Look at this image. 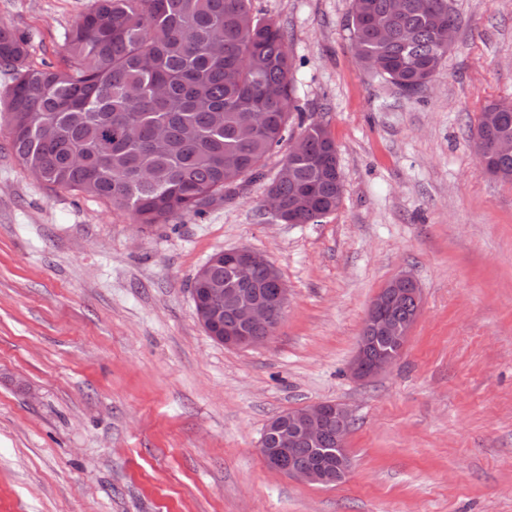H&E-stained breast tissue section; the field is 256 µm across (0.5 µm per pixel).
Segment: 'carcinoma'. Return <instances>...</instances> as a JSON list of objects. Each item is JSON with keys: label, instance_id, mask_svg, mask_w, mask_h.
I'll return each mask as SVG.
<instances>
[{"label": "carcinoma", "instance_id": "obj_1", "mask_svg": "<svg viewBox=\"0 0 512 512\" xmlns=\"http://www.w3.org/2000/svg\"><path fill=\"white\" fill-rule=\"evenodd\" d=\"M448 0H351L358 61L379 82L413 97L446 53L457 25ZM27 41L0 26V66L13 74L3 104L10 147L49 187L79 191L138 224L202 215L242 184L264 176L270 152L301 132L282 161L285 224H319L338 209L344 184L336 143L295 104L292 59L282 28L252 0H93L75 23L62 68L27 62ZM486 172L512 183V103L487 105L474 129ZM195 281L226 287L224 253ZM297 466L334 462L333 446L295 448Z\"/></svg>", "mask_w": 512, "mask_h": 512}]
</instances>
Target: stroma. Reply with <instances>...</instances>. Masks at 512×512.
Returning a JSON list of instances; mask_svg holds the SVG:
<instances>
[{
	"label": "stroma",
	"instance_id": "35a3bbf8",
	"mask_svg": "<svg viewBox=\"0 0 512 512\" xmlns=\"http://www.w3.org/2000/svg\"><path fill=\"white\" fill-rule=\"evenodd\" d=\"M460 25L425 93L372 79L350 0H252L288 38L305 114L344 195L319 224L263 215L262 179L199 217L137 224L37 181L0 126V512H512V184L470 130L512 100V0H450ZM92 0H0L32 65L59 66ZM265 254L290 289L264 345L229 348L190 286L220 251ZM411 274L423 308L386 373L354 379L367 307ZM344 404L352 464L331 486L270 469L268 421Z\"/></svg>",
	"mask_w": 512,
	"mask_h": 512
}]
</instances>
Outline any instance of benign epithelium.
<instances>
[{
    "label": "benign epithelium",
    "instance_id": "1",
    "mask_svg": "<svg viewBox=\"0 0 512 512\" xmlns=\"http://www.w3.org/2000/svg\"><path fill=\"white\" fill-rule=\"evenodd\" d=\"M224 261L231 270L233 287L208 288L205 303L196 311L201 326L217 321L224 314V296L232 295L237 303L232 316L237 328L224 329V335L215 340L231 348H247L268 342L275 334L288 304V285L268 258L251 249L224 251ZM267 263L269 280L274 292L252 287V272L259 262ZM398 297H410L417 309H422V291L409 274H401L385 284L370 301L365 313L357 349L350 365L353 377L360 381L372 380L385 373L396 361L393 354L374 353L371 329H378L403 347L414 322L398 324L388 314L390 304ZM351 420L349 410L335 402H318L288 410L271 421L259 441V451L267 465L283 474L319 485H332L350 465L346 448L347 431L343 424ZM336 447V461L330 466L311 465L298 468L292 465L290 449L298 445L321 447L327 443Z\"/></svg>",
    "mask_w": 512,
    "mask_h": 512
}]
</instances>
